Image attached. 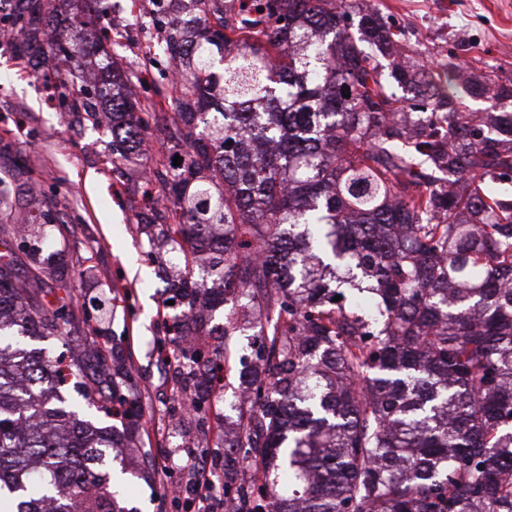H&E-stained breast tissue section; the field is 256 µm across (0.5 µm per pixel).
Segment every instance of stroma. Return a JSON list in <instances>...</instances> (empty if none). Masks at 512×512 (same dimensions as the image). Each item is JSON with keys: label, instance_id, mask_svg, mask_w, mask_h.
<instances>
[{"label": "stroma", "instance_id": "obj_1", "mask_svg": "<svg viewBox=\"0 0 512 512\" xmlns=\"http://www.w3.org/2000/svg\"><path fill=\"white\" fill-rule=\"evenodd\" d=\"M357 5L379 7L405 27L417 51L412 65L431 68L455 55L462 81L482 79L491 70L501 80L512 79V0H358ZM151 9V0H102L95 11L85 0H60L57 27L65 29L67 18L82 15L84 25L71 36L89 44L120 15L122 35L108 48L121 63L119 92L144 102L172 88L168 63L146 56L159 39L145 22ZM53 59L46 47L24 61L15 44L0 43V178L22 197L38 189L42 206L55 210L61 221L67 256L92 260L94 276L73 262L46 276L45 291L81 299L97 295L101 283L112 288V318L98 342L123 359L126 372L115 384L121 393L139 397L144 412L137 421V453L114 451L110 482L120 506L126 512H179L166 487L156 484L154 463L169 459L177 465L185 449L223 447L233 395L212 396L204 407L209 430L201 432L197 416L177 413L186 398L183 372L161 354L171 318L182 305L172 302L164 278L171 253L150 244L141 225L154 216L143 197L148 158L166 143L167 133L151 125L144 150L114 172L111 132L70 107L63 74L48 71Z\"/></svg>", "mask_w": 512, "mask_h": 512}]
</instances>
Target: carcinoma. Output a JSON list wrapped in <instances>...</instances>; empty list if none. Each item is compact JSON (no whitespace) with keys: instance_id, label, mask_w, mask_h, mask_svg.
I'll return each mask as SVG.
<instances>
[{"instance_id":"carcinoma-1","label":"carcinoma","mask_w":512,"mask_h":512,"mask_svg":"<svg viewBox=\"0 0 512 512\" xmlns=\"http://www.w3.org/2000/svg\"><path fill=\"white\" fill-rule=\"evenodd\" d=\"M55 2L23 17L22 54L41 36L60 59L80 53L50 26ZM155 2L157 54L185 76L154 116L168 148L144 196L169 205L144 228L151 241L161 227L186 273L169 340L184 389L215 363L181 347L203 335L209 282L224 285L222 336L259 311L255 359L224 369L249 394L224 432L225 512H512V84L465 85L451 60L404 68L401 30L376 9L353 19L352 0ZM489 83L492 108L511 111L478 128L462 98ZM68 95L96 123L109 90L81 72ZM145 108L112 98L118 171L144 139L122 115ZM55 224L44 211L0 238V512H124L94 472L112 467L113 429L40 395L70 384L99 411L137 414L96 371L113 351L94 336L80 359L25 343L66 346L77 321L39 297L64 252ZM81 310L102 320L112 298Z\"/></svg>"}]
</instances>
